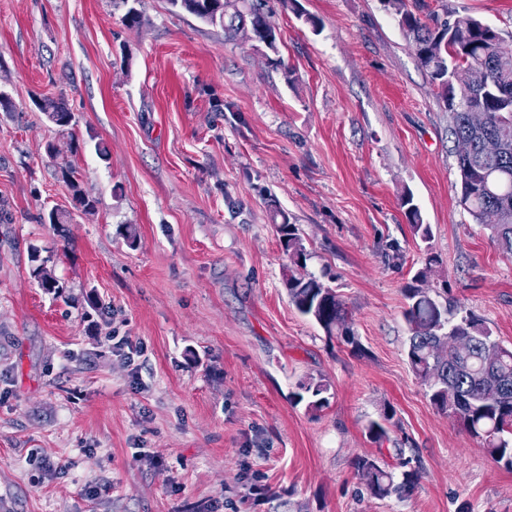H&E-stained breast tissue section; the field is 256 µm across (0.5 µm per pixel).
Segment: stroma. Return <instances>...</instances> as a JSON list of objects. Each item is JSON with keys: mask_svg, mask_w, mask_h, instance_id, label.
Here are the masks:
<instances>
[{"mask_svg": "<svg viewBox=\"0 0 512 512\" xmlns=\"http://www.w3.org/2000/svg\"><path fill=\"white\" fill-rule=\"evenodd\" d=\"M427 2L512 52V0ZM298 4L270 0L275 68L168 0H142L138 32L112 0H0V512H512V471L430 403L403 317L432 253L449 301L512 346V257L458 206L450 114L381 0ZM40 94L74 113L70 159L97 200L59 231L38 221L73 207ZM269 197L353 343L290 304ZM34 246L69 300L31 278ZM310 378L330 386L317 412L295 400ZM387 406L379 447L366 427ZM379 451L409 459L412 497L367 493L355 462ZM401 206L405 208V215L410 223L412 232L422 243L429 244L432 238V231L429 224H423L419 208L414 204L411 193L406 192L401 197Z\"/></svg>", "mask_w": 512, "mask_h": 512, "instance_id": "obj_1", "label": "stroma"}]
</instances>
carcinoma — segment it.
<instances>
[{"label":"carcinoma","instance_id":"cac0c4a2","mask_svg":"<svg viewBox=\"0 0 512 512\" xmlns=\"http://www.w3.org/2000/svg\"><path fill=\"white\" fill-rule=\"evenodd\" d=\"M269 0H169L202 21L224 28V35L242 38L272 63L278 54L277 27L268 9ZM414 48L419 64L451 113L459 206L478 224L491 231L501 249L512 254V54L498 49L499 32L468 14L451 20L431 10L425 16L413 12L407 0H383ZM140 0H112L123 9V24L140 29L146 18ZM34 105L60 136L69 138L70 152L77 149L72 128L75 116L64 101L51 96L34 98ZM58 179L67 186L75 209L91 216L97 200L76 176L68 160L57 164ZM401 206L414 236L428 244L431 227L423 223L411 193L401 197ZM269 212L290 266L284 278L289 301L302 315L314 320L329 336L354 343L349 312L336 289L321 278L304 272L309 253L292 217L275 199ZM41 223L60 228L73 220L68 210L53 207ZM30 275L54 298L64 296L66 284L55 274L52 256L30 249ZM439 260L428 253L425 263L403 288V312L409 336L406 357L409 366L426 387L434 407L461 424L482 441L487 454L512 470V347L493 338L483 320L462 307L442 302L430 292V282L439 276ZM298 401L311 410L328 405V386L321 381L300 384ZM395 412L386 407L380 419L367 427L378 445L389 439L388 425ZM356 469L371 496L408 498L418 487L415 470L396 472L372 456L358 459Z\"/></svg>","mask_w":512,"mask_h":512}]
</instances>
